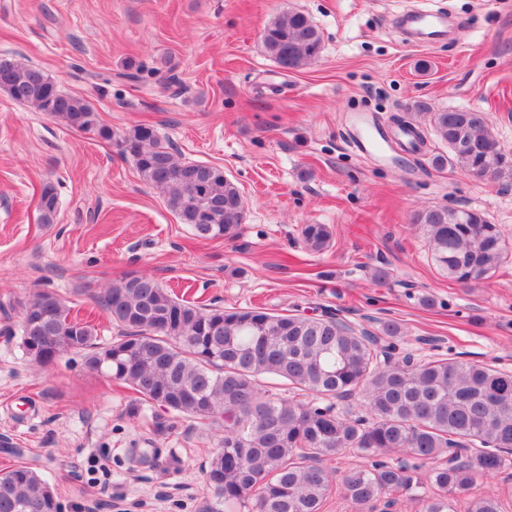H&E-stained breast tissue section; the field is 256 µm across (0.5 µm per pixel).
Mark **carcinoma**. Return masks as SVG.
<instances>
[{
  "label": "carcinoma",
  "instance_id": "cac0c4a2",
  "mask_svg": "<svg viewBox=\"0 0 512 512\" xmlns=\"http://www.w3.org/2000/svg\"><path fill=\"white\" fill-rule=\"evenodd\" d=\"M263 45L288 70L317 60L323 48L318 27L302 12L271 21ZM0 92L70 129L115 140L197 239L238 235L246 208L237 185L218 166L176 158L153 126L116 133L99 123L88 100L15 58H0ZM417 109L429 112L434 136L448 147L430 157L432 166L450 162L474 180L512 183V153L484 113L431 112L424 103ZM39 208L42 222L53 223V185L43 186ZM413 223L424 229L440 269L460 284L486 279L507 254L498 226L473 209L429 207ZM301 234L312 253L333 240L327 224H305ZM94 300L121 330L107 344L97 343L92 320L50 289L18 302V324L7 332L20 336L36 366L83 352L88 368H101L165 412L221 424L220 448L204 471L210 494L199 512H321L334 480L325 463L353 451L370 464L344 471L339 485L359 510L401 493L423 501L425 512H454L458 494L512 467V372L458 357L416 361L402 353L403 329L394 320L370 330L335 314L196 305L146 274L127 275ZM266 377L292 394L262 391ZM511 492L474 497L467 512H501ZM0 512H59V502L40 473L18 464L0 470Z\"/></svg>",
  "mask_w": 512,
  "mask_h": 512
}]
</instances>
